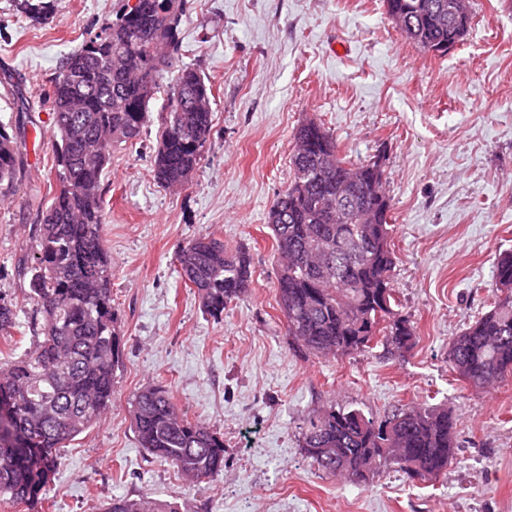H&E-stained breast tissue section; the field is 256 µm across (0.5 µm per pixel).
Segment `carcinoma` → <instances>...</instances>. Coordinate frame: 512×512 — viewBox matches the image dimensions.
I'll use <instances>...</instances> for the list:
<instances>
[{"instance_id": "obj_1", "label": "carcinoma", "mask_w": 512, "mask_h": 512, "mask_svg": "<svg viewBox=\"0 0 512 512\" xmlns=\"http://www.w3.org/2000/svg\"><path fill=\"white\" fill-rule=\"evenodd\" d=\"M126 2L115 19L66 56L48 92L57 191L43 213L27 294L41 317L29 351L0 366V498L31 508L48 486L65 444L95 424L112 403L122 351L112 307V258L102 243L101 178L112 146L141 136L163 75L181 51L185 0ZM34 21L50 4L21 0ZM387 15L416 48L438 51L464 40L448 0H383ZM152 168L160 186L184 188L199 167L212 129V86L192 68L167 86ZM18 135L0 123V199L20 187ZM293 177L269 208L276 244V292L287 335L298 352L340 357L383 342L412 347L410 322L392 301L394 253L390 198L374 160L349 163L336 138L312 118L294 133ZM175 261L202 308L219 320L253 284L251 259L209 236L191 239ZM491 308L448 348L459 377L477 389L512 375V254L495 266ZM17 306L0 294V333L15 326ZM131 428L151 456L202 483L224 469V440L184 416L169 392L148 385L132 401ZM455 423L446 409L410 407L380 420L331 407L307 416L302 448L318 469L354 484L406 459L433 479L455 455ZM105 512H176L151 495L114 498Z\"/></svg>"}]
</instances>
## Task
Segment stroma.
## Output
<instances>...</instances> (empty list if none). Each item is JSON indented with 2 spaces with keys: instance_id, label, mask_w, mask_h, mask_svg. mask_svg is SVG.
<instances>
[{
  "instance_id": "1",
  "label": "stroma",
  "mask_w": 512,
  "mask_h": 512,
  "mask_svg": "<svg viewBox=\"0 0 512 512\" xmlns=\"http://www.w3.org/2000/svg\"><path fill=\"white\" fill-rule=\"evenodd\" d=\"M119 7L54 0L34 22L18 0H0V123L14 124L18 98L28 108L20 191L0 201V293L18 311L0 362L32 345L25 269L57 188L46 92L63 57ZM473 11L464 40L438 56L402 36L383 0H186L179 63L214 95L201 166L183 189L154 182L157 100L136 143L113 146L102 177L123 349L112 403L61 450L36 508L0 501V512H99L144 493L180 512H512V377L486 392L448 364L449 342L488 310L496 261L512 251V0H474ZM308 118L348 160H384L395 310L415 332L407 352L377 344L333 359L291 346L267 213ZM200 235L252 259V288L220 320L177 271V252ZM149 384L223 437L224 469L210 482L191 483L140 447L131 401ZM331 406L378 419L448 409L454 459L429 481L393 464L361 485L325 474L301 448L302 422Z\"/></svg>"
}]
</instances>
